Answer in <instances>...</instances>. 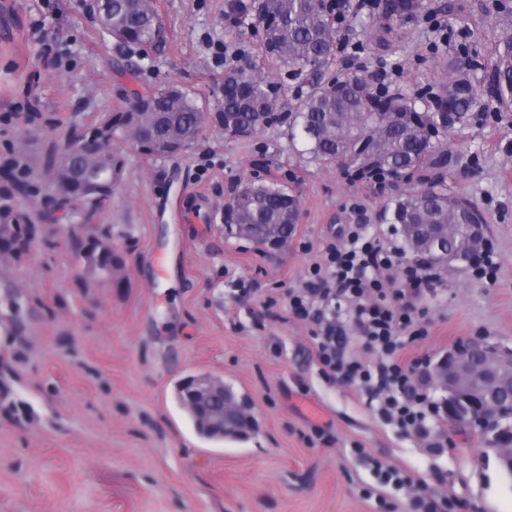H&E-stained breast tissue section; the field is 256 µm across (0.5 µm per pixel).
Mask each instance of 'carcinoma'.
<instances>
[{
    "instance_id": "1",
    "label": "carcinoma",
    "mask_w": 512,
    "mask_h": 512,
    "mask_svg": "<svg viewBox=\"0 0 512 512\" xmlns=\"http://www.w3.org/2000/svg\"><path fill=\"white\" fill-rule=\"evenodd\" d=\"M419 7V0H388L386 13L403 17ZM230 10L241 23L254 15L263 31L265 53L306 76L309 91L296 111L288 113L290 138H301L310 157L324 167H343L356 179L376 184L393 176L406 185L388 204L384 212L387 223L413 224L417 233L426 235L436 225L448 223V208L454 203L463 210L461 223L485 221L477 206L448 193V149L442 142L448 137V128L439 127L438 116L453 112L460 122L492 102L512 106L511 33L495 47L488 98H481L471 83L469 64L450 60L448 85L429 100L420 96L423 106L419 107L416 99L402 92L381 91L364 74L325 79L324 68L335 55L337 44L327 0H231ZM112 24L120 47L143 50L164 38L159 20L128 0H112ZM276 108L272 83L254 68L240 67L224 74V102L216 115L224 134L244 131L251 135L280 123L282 118L273 117ZM205 120L206 112L188 91L164 86L138 96L129 111L112 119V140L124 142L135 130L145 141L142 154L170 157L179 151L181 136L198 135ZM88 136L87 132L72 133L50 172L56 186H69L56 203L58 210L67 215L78 202L86 206L83 221L66 228L75 259L92 274L110 278L122 260L110 243L90 236L87 228L108 198L86 191L69 154L77 139ZM13 197L11 190L0 191V249L19 262L29 253L40 227L21 221L14 211ZM298 210L299 200L290 191L250 183L236 189L225 204L224 223L230 235L237 234L239 224L254 226L256 247H268L272 238L285 242L291 238ZM198 389L192 378L177 387V396L201 435L236 441L254 432L252 427L224 431V426L211 417L208 404L194 395Z\"/></svg>"
}]
</instances>
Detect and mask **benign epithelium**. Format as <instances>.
Masks as SVG:
<instances>
[{"mask_svg": "<svg viewBox=\"0 0 512 512\" xmlns=\"http://www.w3.org/2000/svg\"><path fill=\"white\" fill-rule=\"evenodd\" d=\"M76 157L99 155L112 162V132L104 126L73 145ZM463 232L460 250L448 255L442 269L458 267L485 250L488 244L486 224H443L428 239L422 250L440 256L445 253V241ZM434 389L441 394L448 426L455 432L475 429L495 430L485 439V451L494 454L505 475L512 477V426H499L505 415L500 404L501 394L512 389V348L503 347L485 338L458 343L444 354L430 372ZM214 406L224 407V422L238 424L241 413L232 400L216 395Z\"/></svg>", "mask_w": 512, "mask_h": 512, "instance_id": "7a95c632", "label": "benign epithelium"}]
</instances>
